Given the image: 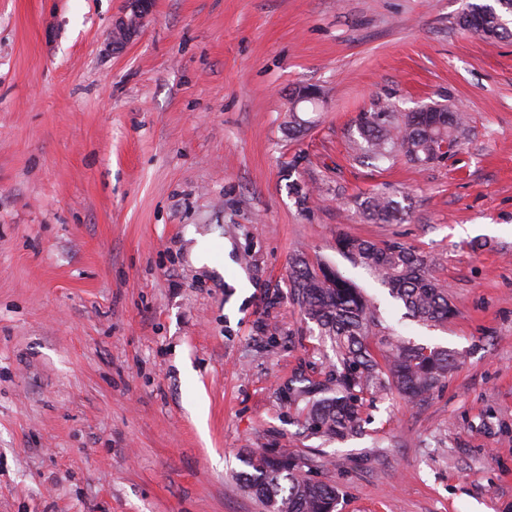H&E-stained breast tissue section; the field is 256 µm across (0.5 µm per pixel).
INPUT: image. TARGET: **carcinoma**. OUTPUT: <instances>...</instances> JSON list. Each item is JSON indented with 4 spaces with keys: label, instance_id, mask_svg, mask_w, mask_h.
I'll list each match as a JSON object with an SVG mask.
<instances>
[{
    "label": "carcinoma",
    "instance_id": "cac0c4a2",
    "mask_svg": "<svg viewBox=\"0 0 512 512\" xmlns=\"http://www.w3.org/2000/svg\"><path fill=\"white\" fill-rule=\"evenodd\" d=\"M512 0L496 5L470 0L458 17L480 23L475 33L489 40L509 39ZM319 102L289 104L288 131L301 132L308 120L302 112H316ZM359 139L351 147L352 160L379 167L404 159L416 166L441 161L463 144L468 135L466 118L453 105L439 104L431 112H400L388 100L376 101L356 118ZM362 216L374 223L392 224L406 212L392 197L375 193L359 203ZM336 248L354 263L368 269L400 302L407 315L422 324L439 325L456 315L447 288L428 271L423 256L398 242L374 241L341 235ZM289 288L304 316L314 323L318 336L330 342L336 368L323 381L301 377L284 386L286 403L301 409L302 427L312 435L344 441L362 432L360 408L363 394L397 389L411 402L433 392L457 365L454 352L399 337L380 340L373 351L375 317L367 299L352 281L326 264L312 265L303 256L292 258ZM238 475L241 488L256 498L265 512H336L338 491L332 484L314 481L303 472L296 457L286 451L276 455L251 454Z\"/></svg>",
    "mask_w": 512,
    "mask_h": 512
}]
</instances>
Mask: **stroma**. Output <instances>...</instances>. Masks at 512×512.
<instances>
[{
  "instance_id": "1",
  "label": "stroma",
  "mask_w": 512,
  "mask_h": 512,
  "mask_svg": "<svg viewBox=\"0 0 512 512\" xmlns=\"http://www.w3.org/2000/svg\"><path fill=\"white\" fill-rule=\"evenodd\" d=\"M464 4L153 0L116 50L123 0H0V512H262L241 458L284 449L336 512H512V40L460 30ZM301 85L321 104L295 137ZM389 95L458 106L468 139L354 163ZM379 190L406 221L360 218ZM341 234L422 255L456 315L404 318ZM298 254L456 368L421 402L367 396L361 436L304 432L280 387L334 354L288 294Z\"/></svg>"
}]
</instances>
